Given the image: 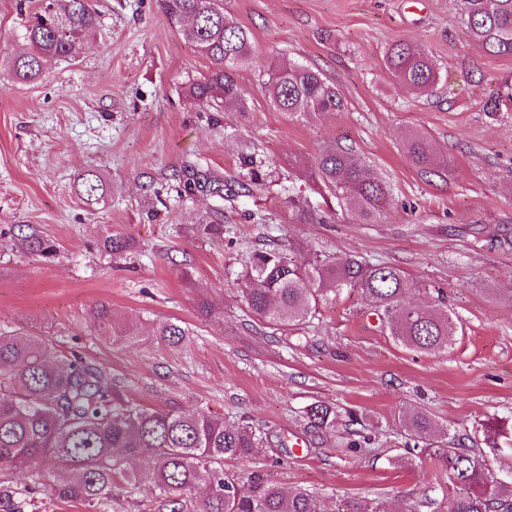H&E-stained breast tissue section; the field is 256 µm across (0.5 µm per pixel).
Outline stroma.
Instances as JSON below:
<instances>
[{
    "label": "stroma",
    "mask_w": 512,
    "mask_h": 512,
    "mask_svg": "<svg viewBox=\"0 0 512 512\" xmlns=\"http://www.w3.org/2000/svg\"><path fill=\"white\" fill-rule=\"evenodd\" d=\"M163 3L94 0L98 29L73 58L31 84L0 79V328L53 337L109 370L132 403L248 418L269 441L225 468L274 464L284 487L316 494L320 512H337L347 497L405 512L445 482L428 456L407 449L398 412L410 406L468 434L493 476L507 479L512 440L499 438L492 453L483 427H512V106L492 115L484 105L512 79V57L465 38L458 0H224L250 29L255 61L237 73L244 109L217 112L185 96L211 63ZM398 39L436 60L431 93L402 88L386 70ZM291 62L336 84L344 111L299 121L276 111L267 71ZM413 133L444 159L438 172L407 156ZM328 145L390 186L376 223H358L298 168ZM86 171L108 187L92 207L76 191ZM197 172L221 177L223 196L202 189L179 201V182ZM292 196L326 223H292ZM205 213L223 218V243L194 235L192 219ZM22 225L53 242L56 256L26 250ZM108 231L134 249L102 254ZM272 245L401 269L407 301L456 320L452 346L406 349L349 288L319 299L302 326L255 320L238 274L251 251ZM103 303L136 321L139 337L101 338ZM204 303L212 318L201 316ZM167 322L188 329L182 344L155 339ZM316 402L336 412L324 434L306 426ZM296 437L299 452L288 445Z\"/></svg>",
    "instance_id": "35a3bbf8"
}]
</instances>
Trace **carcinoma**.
<instances>
[{
	"label": "carcinoma",
	"instance_id": "obj_1",
	"mask_svg": "<svg viewBox=\"0 0 512 512\" xmlns=\"http://www.w3.org/2000/svg\"><path fill=\"white\" fill-rule=\"evenodd\" d=\"M17 31L30 50L11 58L5 69L13 80L35 82L48 66L73 56L83 39L99 25L92 0H33ZM167 12L186 23L185 36L209 59L206 75L185 87L194 103L215 109L244 108L237 82L239 68L253 62L251 31L224 13V0H167ZM464 35L492 56H512V0H461ZM386 68L399 85L419 93L432 91L440 78L433 58L416 44L398 39L386 53ZM266 92L271 105L291 119L320 112H340L344 99L322 73L296 63L268 70ZM409 157L432 171L436 158L427 137L410 135ZM305 176L347 206L359 223L372 224L387 208L391 190L366 163L341 148H329L302 164ZM82 195L99 204L106 186L99 175H81ZM296 224H322L300 199L288 200ZM202 240H224V225L214 215L194 217ZM27 250L51 258L56 247L35 235L21 237ZM102 251L121 257L132 240L110 232L101 237ZM242 296L258 321L286 329L306 320L318 298L344 288L360 290L374 307L381 325L404 347L428 352L452 345L457 326L447 313L404 303L407 276L389 265H373L355 257L342 262L315 255L299 260L281 248H262L245 261L240 275ZM98 330L117 344L138 337L134 322H119L101 304ZM155 335L178 344L187 330L177 323L160 326ZM316 431L328 429L336 412L313 404L305 412ZM405 429L418 439L429 436L434 423L424 412L402 411ZM268 434L246 421L230 423L206 411L186 414L175 409H148L125 400L107 369L89 364L75 353L57 350L47 336L0 329V469L26 471L43 479L50 498L78 502L88 512H106L112 488L153 483L158 512H318L315 497L305 490L286 491L272 471L256 466L239 474L224 469V460H248ZM428 455L445 471L448 486L442 499L427 496L421 508L446 506V512H512V481L495 478L488 463H472L463 440H442ZM143 458L151 470L138 468ZM21 504L26 512H43L44 499L30 489L0 483V502ZM338 512H382L357 498L342 500Z\"/></svg>",
	"mask_w": 512,
	"mask_h": 512
}]
</instances>
